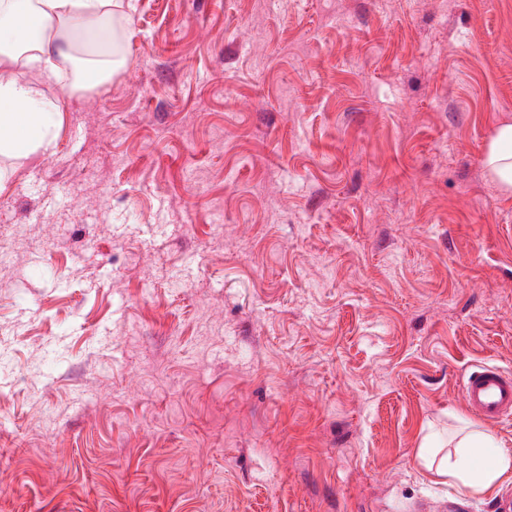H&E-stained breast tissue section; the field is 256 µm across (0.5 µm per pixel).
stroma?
<instances>
[{
  "instance_id": "obj_1",
  "label": "stroma",
  "mask_w": 512,
  "mask_h": 512,
  "mask_svg": "<svg viewBox=\"0 0 512 512\" xmlns=\"http://www.w3.org/2000/svg\"><path fill=\"white\" fill-rule=\"evenodd\" d=\"M129 2L0 158V512H498L417 453L512 371V0ZM483 160L491 183L502 195L512 196V122L496 128Z\"/></svg>"
}]
</instances>
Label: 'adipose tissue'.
Wrapping results in <instances>:
<instances>
[{
	"mask_svg": "<svg viewBox=\"0 0 512 512\" xmlns=\"http://www.w3.org/2000/svg\"><path fill=\"white\" fill-rule=\"evenodd\" d=\"M121 5L122 0H0V156L22 158L52 150L61 106L38 97L34 86L59 81L58 62L71 58L74 39L94 50L80 61L76 88L103 85L126 67L122 34L130 18L119 14ZM105 42L111 43V53H97ZM484 166L499 192L512 196V122L496 128ZM497 444L494 434L470 423L449 440V452L424 448L419 457L440 483L484 496L512 481L511 454L485 456Z\"/></svg>",
	"mask_w": 512,
	"mask_h": 512,
	"instance_id": "obj_1",
	"label": "adipose tissue"
}]
</instances>
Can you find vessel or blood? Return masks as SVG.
Returning a JSON list of instances; mask_svg holds the SVG:
<instances>
[{
	"label": "vessel or blood",
	"mask_w": 512,
	"mask_h": 512,
	"mask_svg": "<svg viewBox=\"0 0 512 512\" xmlns=\"http://www.w3.org/2000/svg\"><path fill=\"white\" fill-rule=\"evenodd\" d=\"M468 408L484 420L495 422L512 415V373L480 365L462 381Z\"/></svg>",
	"instance_id": "vessel-or-blood-1"
}]
</instances>
